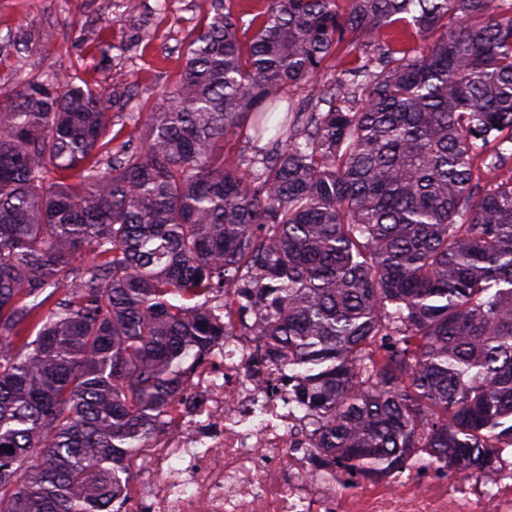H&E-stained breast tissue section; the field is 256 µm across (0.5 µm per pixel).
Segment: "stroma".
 Masks as SVG:
<instances>
[{"mask_svg":"<svg viewBox=\"0 0 512 512\" xmlns=\"http://www.w3.org/2000/svg\"><path fill=\"white\" fill-rule=\"evenodd\" d=\"M117 0H0V86L87 64L88 80L120 93L112 111L119 140L137 135L139 114L162 104L184 67L190 34L206 0H140L122 13ZM122 46L101 59L100 41Z\"/></svg>","mask_w":512,"mask_h":512,"instance_id":"obj_1","label":"stroma"}]
</instances>
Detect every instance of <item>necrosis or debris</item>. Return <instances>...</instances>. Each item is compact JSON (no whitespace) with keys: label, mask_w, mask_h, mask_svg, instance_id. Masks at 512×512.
Returning a JSON list of instances; mask_svg holds the SVG:
<instances>
[{"label":"necrosis or debris","mask_w":512,"mask_h":512,"mask_svg":"<svg viewBox=\"0 0 512 512\" xmlns=\"http://www.w3.org/2000/svg\"><path fill=\"white\" fill-rule=\"evenodd\" d=\"M257 337L218 340L165 418L126 459L127 512H512V447L460 473L410 448L402 468L359 479L319 465L306 421L271 394L279 369L255 370Z\"/></svg>","instance_id":"1"}]
</instances>
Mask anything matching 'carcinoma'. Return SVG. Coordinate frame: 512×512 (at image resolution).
Returning <instances> with one entry per match:
<instances>
[{
    "label": "carcinoma",
    "instance_id": "1",
    "mask_svg": "<svg viewBox=\"0 0 512 512\" xmlns=\"http://www.w3.org/2000/svg\"><path fill=\"white\" fill-rule=\"evenodd\" d=\"M208 4L134 148L77 74L0 107V512L119 501L226 288L326 462L512 443V0Z\"/></svg>",
    "mask_w": 512,
    "mask_h": 512
}]
</instances>
